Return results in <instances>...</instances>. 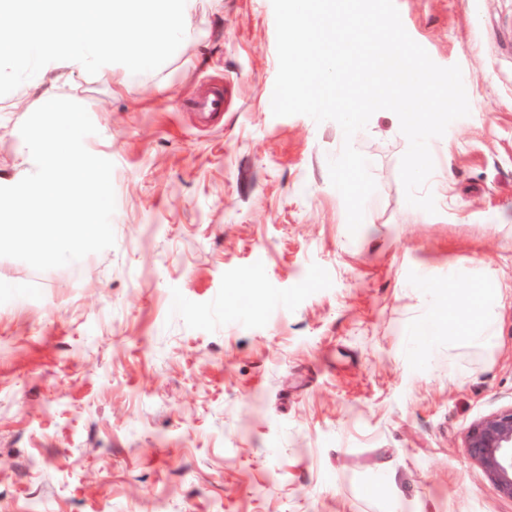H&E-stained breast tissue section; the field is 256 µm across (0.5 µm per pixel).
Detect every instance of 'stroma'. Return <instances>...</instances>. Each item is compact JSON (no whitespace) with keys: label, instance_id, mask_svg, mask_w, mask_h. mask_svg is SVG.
Instances as JSON below:
<instances>
[{"label":"stroma","instance_id":"35a3bbf8","mask_svg":"<svg viewBox=\"0 0 512 512\" xmlns=\"http://www.w3.org/2000/svg\"><path fill=\"white\" fill-rule=\"evenodd\" d=\"M395 3L470 114L430 142L433 214L405 200L398 117L371 116L353 235L341 127L272 113L271 0H195L156 71L0 96V186L35 169L18 101L76 83L116 196L114 247L0 257V512H512L465 448L512 407V0ZM496 284L492 340L449 336V294ZM189 106L207 121L219 118L224 112V91L219 87L204 88L190 101Z\"/></svg>","mask_w":512,"mask_h":512}]
</instances>
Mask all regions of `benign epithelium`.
Here are the masks:
<instances>
[{
  "instance_id": "7a95c632",
  "label": "benign epithelium",
  "mask_w": 512,
  "mask_h": 512,
  "mask_svg": "<svg viewBox=\"0 0 512 512\" xmlns=\"http://www.w3.org/2000/svg\"><path fill=\"white\" fill-rule=\"evenodd\" d=\"M466 448L495 490L512 498V408L474 423L467 434Z\"/></svg>"
}]
</instances>
